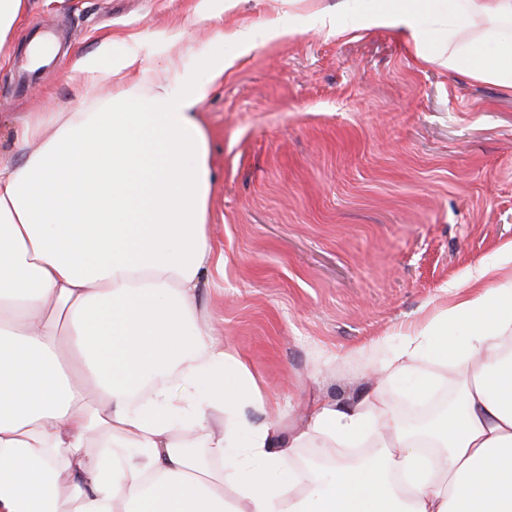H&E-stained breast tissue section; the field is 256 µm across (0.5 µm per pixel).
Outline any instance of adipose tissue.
I'll return each instance as SVG.
<instances>
[{
    "instance_id": "obj_1",
    "label": "adipose tissue",
    "mask_w": 512,
    "mask_h": 512,
    "mask_svg": "<svg viewBox=\"0 0 512 512\" xmlns=\"http://www.w3.org/2000/svg\"><path fill=\"white\" fill-rule=\"evenodd\" d=\"M431 11L381 0L363 24ZM439 24L449 70L512 90V0H448ZM237 37L217 31L198 71L177 42L161 68L103 43L72 66L86 95L31 113L32 151L0 164V512H512V247L382 366L406 377L429 350L455 377L453 407L424 435L383 395L322 404L285 439L248 418L253 378L201 310L214 252L196 108ZM213 411L229 424L212 429ZM367 436L378 454L300 476L294 449Z\"/></svg>"
}]
</instances>
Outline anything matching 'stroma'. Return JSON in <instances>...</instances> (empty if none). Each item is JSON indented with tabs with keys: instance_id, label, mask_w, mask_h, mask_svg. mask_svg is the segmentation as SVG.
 <instances>
[{
	"instance_id": "1",
	"label": "stroma",
	"mask_w": 512,
	"mask_h": 512,
	"mask_svg": "<svg viewBox=\"0 0 512 512\" xmlns=\"http://www.w3.org/2000/svg\"><path fill=\"white\" fill-rule=\"evenodd\" d=\"M336 0H27L0 56V163L22 164L23 118L66 112L77 57L111 42L162 65L209 54L221 10L241 33L234 67L198 108L212 188L208 234L224 257L206 319L242 361L279 435L314 405L346 407L388 385L374 373L419 322L466 293L512 246V92L419 55L401 25L336 35ZM57 39L50 69L17 94L34 25ZM294 38H272L276 25Z\"/></svg>"
}]
</instances>
